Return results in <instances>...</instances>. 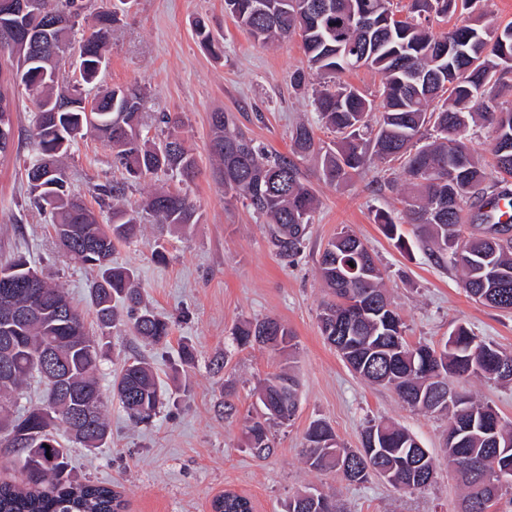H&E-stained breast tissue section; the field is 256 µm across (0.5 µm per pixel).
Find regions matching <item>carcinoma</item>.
<instances>
[{
	"label": "carcinoma",
	"mask_w": 512,
	"mask_h": 512,
	"mask_svg": "<svg viewBox=\"0 0 512 512\" xmlns=\"http://www.w3.org/2000/svg\"><path fill=\"white\" fill-rule=\"evenodd\" d=\"M316 0H224L225 9L255 40L267 44L301 37L309 72L294 80L312 89V101L322 124L338 135L336 147L322 151L313 129L302 123L291 134L292 156L265 154L254 140L236 128L230 112L210 114V152L217 161L213 175L224 186V200L242 201L264 215L272 245L294 255L300 250L317 199L297 160L317 156L322 179L339 185L367 162L368 149L378 158L399 162L404 184L388 180L391 189L407 196L408 223L427 232L437 252L448 256L463 273V287L475 300L505 312L512 311V224L492 222L488 206L499 194H509L512 178V109L493 104V92L512 72V23L505 26L479 14L471 23L446 32L433 30V19L446 17L472 0H413L412 8L396 19L392 0H329L333 15L319 17L309 9ZM85 0H34L20 18H0V28L20 24L39 28L65 17L48 50H22L0 39L8 63L0 68V158L15 149L13 114L16 96L40 100L34 111L33 148L25 160L29 199L33 209L52 224L60 248L71 260L95 273L89 298L100 335L86 329L81 313L64 291L45 277L28 278L31 261L23 256L0 261V437L22 457L19 476L0 481V512H124L121 492L110 486L82 483L71 475L69 449L61 434L94 451L108 444L110 423L98 382L104 339L121 324L151 344H160L171 333L169 322L156 317L143 304L134 271L112 263L115 245L128 242L151 217L157 224L181 227L197 223V206L180 191L159 188L146 196L137 210L123 204L126 187L158 173H174L184 182L199 174L193 153L180 135L182 121L162 115L168 132L164 141L150 145L141 140L144 91L141 87L115 85L94 96L66 82L60 70L65 55H76L82 82L95 85L107 61L112 27L119 21L110 9L94 14L80 39L74 38ZM201 47L211 56L224 53L205 20L195 21ZM467 50L462 54L458 48ZM373 59L368 67L382 75L381 111L374 100L357 88L336 81V75L359 68V54ZM68 107L57 109L62 95ZM377 115L369 142L361 131ZM480 119L492 132V163L496 181L488 184L486 167L475 160L465 142L469 123ZM94 134L108 145L123 170L124 181L106 182L96 188L100 207L108 208L103 224L83 199L70 188L60 160L73 142ZM427 156L439 168L437 176H420L418 167ZM455 197L453 204L444 202ZM70 229L60 235V228ZM319 276L330 299L319 316L320 331L356 375L395 389L403 402L427 412L441 369L447 377H479L512 383V353L474 336L459 326L453 344L444 343L433 363L425 355L433 347L412 345L395 307L366 311L367 300L387 297L383 274L372 253L353 232L341 230L324 247ZM241 346L264 345L291 359L293 332L273 318L247 321L235 327ZM49 350L65 355L59 380L42 377L35 361ZM37 379L43 386L40 404L12 410V394L25 382ZM299 381L292 370L282 369L258 388L263 406L260 417L245 431V447L256 457L276 451L271 424H284L295 415ZM118 399L136 422L152 416L163 404L151 365L144 359L124 362L112 382ZM468 413L441 410L448 418L444 452L448 469L464 488L461 512H496L499 489L486 486L493 464L512 465V423L501 420L489 403L464 397ZM92 413L94 428L70 433V420ZM376 453L369 454L371 436ZM414 436L393 423L366 427L361 447L345 448L331 426L321 420L306 432L303 457L315 471H334L350 483L368 481L383 467L400 474L403 491L427 487L435 473L433 457L421 468L409 460L427 453L412 446ZM214 512H252L248 498L227 491L213 501ZM287 512H341L336 500L317 491L314 498L297 493Z\"/></svg>",
	"instance_id": "obj_1"
}]
</instances>
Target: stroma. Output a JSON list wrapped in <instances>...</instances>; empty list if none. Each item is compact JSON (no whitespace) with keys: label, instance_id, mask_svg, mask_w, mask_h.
I'll list each match as a JSON object with an SVG mask.
<instances>
[{"label":"stroma","instance_id":"obj_1","mask_svg":"<svg viewBox=\"0 0 512 512\" xmlns=\"http://www.w3.org/2000/svg\"><path fill=\"white\" fill-rule=\"evenodd\" d=\"M92 7H117L121 21L112 30L109 64L100 80L108 85L138 83L147 94L143 134L160 143L163 114L180 115L183 135L200 174L182 184L161 174L133 184L129 204L157 185L182 189L196 203L198 223L174 231L145 222L141 234L115 247V264L136 271L145 302L171 324L168 344L148 346L127 327L111 330L100 366V384L110 391L124 360L147 358L154 366L164 404L149 422H131L108 401L112 424L108 445L87 452L71 445L72 474L122 492L126 512H212L227 491L247 496L254 512H284L288 499L309 487L335 494L343 512H459L460 488L448 472L442 445L446 418L409 407L388 387L354 374L319 327L327 299L318 261L327 242L343 229L359 236L385 271V286L413 344H443L456 326L512 352V313L475 301L461 273L430 256L424 234L402 222L400 239L388 238L378 213L401 218V195L385 185L388 166L372 160L360 175L340 185L321 177L319 159L301 161L318 206L306 240L296 255L279 256L269 242L264 217L242 205H225L213 178L211 112L234 113L239 126L265 151L291 152V131L300 122L315 125L324 144L335 134L319 127L311 90L296 86L295 72L307 62L300 37L281 44L255 41L224 10V0H90ZM204 18L224 39V55L213 58L200 47L194 22ZM17 154L0 160V259L25 255L68 294L82 311L90 334L98 326L88 302L90 275L57 248L50 225L30 206L24 160L34 134L33 107L20 99L14 115ZM74 191L94 202L96 185L122 176L112 150L87 135L77 139L65 160ZM164 248L167 260L153 254ZM278 319L294 333L293 371L300 381L298 409L287 423L274 425L275 454L253 457L244 448L247 422L260 406L254 388L278 371L281 356L271 350L237 346L232 332L255 318ZM194 357L183 362L182 346ZM223 358L222 369L213 362ZM459 392L492 404L512 422V384L472 378ZM234 406L223 414V401ZM326 421L347 448L359 447L366 426L393 422L407 429L436 462L434 479L421 491H400L380 478L350 484L331 471L309 470L303 460L305 433Z\"/></svg>","mask_w":512,"mask_h":512}]
</instances>
